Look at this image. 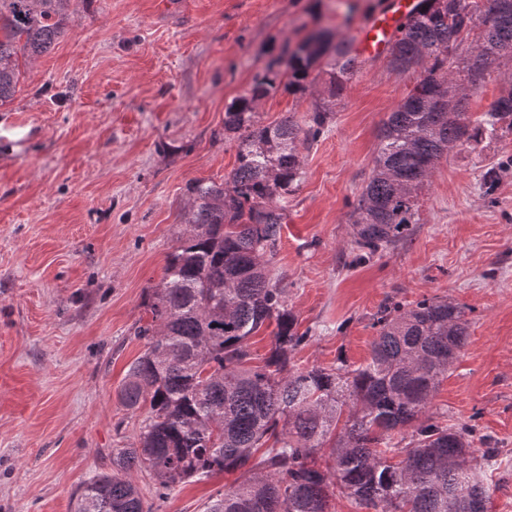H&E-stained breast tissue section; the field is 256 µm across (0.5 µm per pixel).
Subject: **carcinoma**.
Masks as SVG:
<instances>
[{
  "label": "carcinoma",
  "instance_id": "1",
  "mask_svg": "<svg viewBox=\"0 0 512 512\" xmlns=\"http://www.w3.org/2000/svg\"><path fill=\"white\" fill-rule=\"evenodd\" d=\"M77 0H0V107L25 82L22 61L49 51L68 31ZM420 0L388 55L393 72H419L383 123L371 176L352 206L356 260L386 249L418 223L417 189L436 162L464 144L512 130V88L472 119L464 112L473 72L512 59V0ZM352 38L323 31L269 58L249 94L224 111L236 167L217 183H189L179 246L148 290L151 321L136 327L144 352L129 366L123 406L147 410L135 443L112 449V470L76 492L75 512H148L133 474L172 490L215 474L242 480L205 512H328L330 488L370 512H472L487 495L475 430L454 427L432 401L467 342L461 306L425 298L382 305L370 360L357 368L295 367L312 340L298 332L288 289L270 273L284 223L277 200L302 179L301 147L323 136L333 102L357 71ZM323 97L304 124H263L257 103L282 91L304 96L313 71ZM275 324L273 343L253 364L250 338ZM328 449L331 470L317 467ZM481 456H475L476 452Z\"/></svg>",
  "mask_w": 512,
  "mask_h": 512
}]
</instances>
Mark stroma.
I'll use <instances>...</instances> for the list:
<instances>
[{"instance_id": "stroma-1", "label": "stroma", "mask_w": 512, "mask_h": 512, "mask_svg": "<svg viewBox=\"0 0 512 512\" xmlns=\"http://www.w3.org/2000/svg\"><path fill=\"white\" fill-rule=\"evenodd\" d=\"M381 0H81L67 34L30 63L0 108V512H73L144 418L118 392L144 351L134 330L178 245L187 185L236 164L224 109L247 94L269 50L313 28L355 34ZM414 85L387 61L361 64L329 128L302 150L272 262L298 330L296 367L364 364L386 301L458 303L467 343L433 403L497 448L490 512H512V134L444 157L407 238L362 264L351 204L383 122ZM314 98L258 105L262 123L307 118ZM224 473L161 495L151 512H203Z\"/></svg>"}]
</instances>
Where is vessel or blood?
<instances>
[{"label": "vessel or blood", "mask_w": 512, "mask_h": 512, "mask_svg": "<svg viewBox=\"0 0 512 512\" xmlns=\"http://www.w3.org/2000/svg\"><path fill=\"white\" fill-rule=\"evenodd\" d=\"M418 4L419 0H387L384 8L356 34L355 54L365 59L384 54Z\"/></svg>", "instance_id": "vessel-or-blood-1"}]
</instances>
